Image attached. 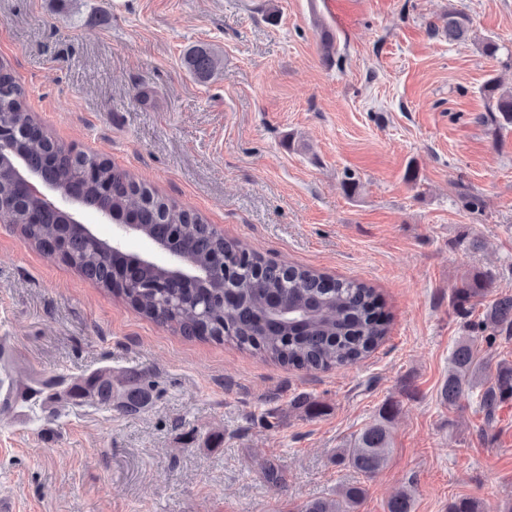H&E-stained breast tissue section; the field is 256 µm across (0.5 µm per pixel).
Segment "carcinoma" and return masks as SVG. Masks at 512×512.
<instances>
[{
    "mask_svg": "<svg viewBox=\"0 0 512 512\" xmlns=\"http://www.w3.org/2000/svg\"><path fill=\"white\" fill-rule=\"evenodd\" d=\"M471 19L468 15L448 12V41L467 37ZM188 65L199 79L209 78L218 65L217 57L205 49L194 50ZM29 112L24 91L17 83L11 66L0 60V117ZM30 130L10 148L0 150V203L9 211L8 219L20 226L24 237L40 247L48 240L66 241L68 264L83 274L97 277V285L112 290L111 281L123 277L121 265L110 261L103 241L85 236L77 226L68 223L63 213L41 215L33 223V204L21 190L14 176L16 162L36 159L42 176L60 191L75 186L83 199L100 203L121 216L136 214L141 231L157 239L170 251L181 252L187 262L209 272L193 287L188 297L182 288H167L161 295L154 285L166 282L169 272L165 263L148 267L142 281L123 291L137 313L173 330L205 321L210 326L208 338H226L242 347H251L264 357L315 370L351 366L372 353L388 334V326L378 313V296L365 283L332 278L306 267L283 264L274 269V262L265 261L240 243L199 229L202 218L158 196L146 184L136 181L108 159H88L97 175L90 181L74 182L80 161L57 148L34 118H28ZM484 125H512V94L498 98L495 109L480 116ZM224 277V286L236 299L225 310L214 280ZM487 276H476L455 293L456 305L463 304L485 290ZM478 329L489 330L485 337L492 342L498 336H512V296L506 295L490 304ZM477 337L464 336L450 354L448 379L441 396L453 407L467 393L478 391L479 407L491 421L500 406L512 398V365L498 366L489 375V363L478 358ZM152 381L143 373L112 374L95 372L74 385L72 398L102 406H116L126 412L139 411L152 399ZM33 413L58 416L57 403L37 386L17 387L12 376L0 375V404L8 408L16 403ZM393 409H388L362 429L340 454V460L358 473L372 477L388 462L391 444L387 423ZM365 495L360 484L342 487L334 498L315 499L304 503L300 512H356ZM387 512H412V499L401 492L387 503Z\"/></svg>",
    "mask_w": 512,
    "mask_h": 512,
    "instance_id": "1",
    "label": "carcinoma"
}]
</instances>
